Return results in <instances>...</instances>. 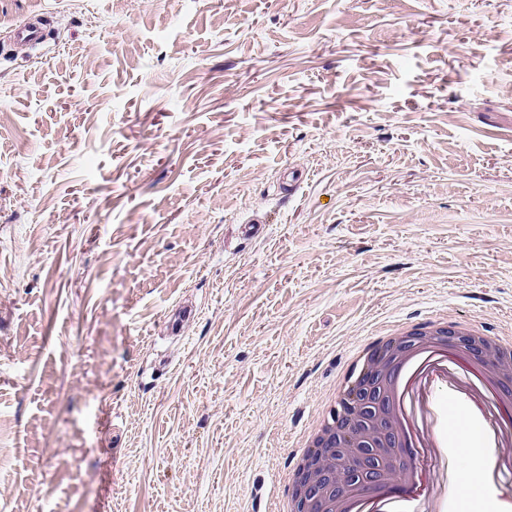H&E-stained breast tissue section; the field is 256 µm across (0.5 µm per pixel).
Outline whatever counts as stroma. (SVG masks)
<instances>
[{"instance_id":"1","label":"stroma","mask_w":512,"mask_h":512,"mask_svg":"<svg viewBox=\"0 0 512 512\" xmlns=\"http://www.w3.org/2000/svg\"><path fill=\"white\" fill-rule=\"evenodd\" d=\"M439 314L512 335V0H0V512H272Z\"/></svg>"}]
</instances>
